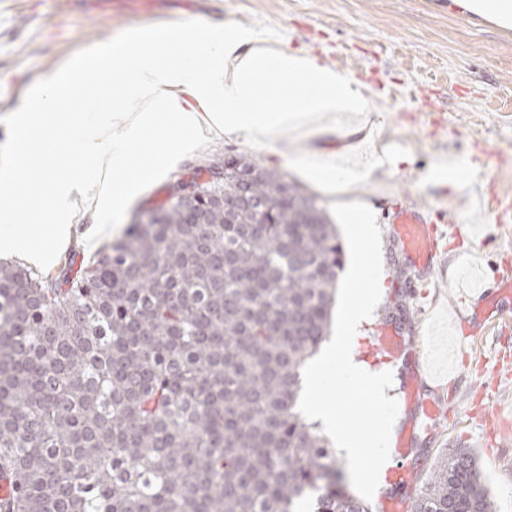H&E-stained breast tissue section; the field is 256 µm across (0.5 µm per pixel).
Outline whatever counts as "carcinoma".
Listing matches in <instances>:
<instances>
[{
    "mask_svg": "<svg viewBox=\"0 0 512 512\" xmlns=\"http://www.w3.org/2000/svg\"><path fill=\"white\" fill-rule=\"evenodd\" d=\"M91 267L0 262L9 512H369L297 410L330 325L337 226L244 156L190 167ZM413 512H495L479 461H438Z\"/></svg>",
    "mask_w": 512,
    "mask_h": 512,
    "instance_id": "carcinoma-1",
    "label": "carcinoma"
}]
</instances>
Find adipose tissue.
Wrapping results in <instances>:
<instances>
[{
	"mask_svg": "<svg viewBox=\"0 0 512 512\" xmlns=\"http://www.w3.org/2000/svg\"><path fill=\"white\" fill-rule=\"evenodd\" d=\"M188 40L195 42L202 61L224 60L223 66L212 69L208 80L199 84H188L180 61L179 49ZM132 55L140 57L139 65L128 66ZM91 60L98 64L97 75L112 80V111L79 142L77 177L63 179L52 167L42 165L40 139L52 133L59 111L81 98L82 89L74 76ZM183 86L198 101L199 110L181 107L174 91ZM28 96L35 107L12 116L9 158L0 164V236L11 242L14 251L29 252L15 220L25 211L48 214L47 246L40 252L45 259L75 234H82L91 247L111 236L112 216L204 134L275 144L286 130L332 127L343 117L368 125L375 110L373 90L353 75L303 51L260 41L246 29L224 37L217 32L202 35L188 27L101 43L89 56L72 58L45 75ZM131 97L139 103L133 112L126 106ZM118 128L125 130L131 150L117 153L110 149L111 134ZM398 161V156L380 151L372 154L369 164L351 171L340 164L315 168L303 154L291 158L297 173L321 187L332 204L341 208L347 223L363 226L371 224L374 206L358 194V181L372 169ZM79 191L85 192L99 216L98 223L82 229L71 222L73 195Z\"/></svg>",
	"mask_w": 512,
	"mask_h": 512,
	"instance_id": "adipose-tissue-1",
	"label": "adipose tissue"
}]
</instances>
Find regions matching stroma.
I'll use <instances>...</instances> for the list:
<instances>
[{
	"label": "stroma",
	"mask_w": 512,
	"mask_h": 512,
	"mask_svg": "<svg viewBox=\"0 0 512 512\" xmlns=\"http://www.w3.org/2000/svg\"><path fill=\"white\" fill-rule=\"evenodd\" d=\"M248 27L284 38L289 48L334 53L376 92L374 130L355 155L352 137L325 130L286 133L273 147L232 137L208 140L176 167L242 154L296 179L290 150H311L312 164L350 163L388 146L406 163L375 171L360 190L377 208L381 228L380 301L362 326L357 358L374 373L406 374L386 364L371 345L386 324L387 306H404L401 330L410 350L430 361L447 349L455 366L442 394L445 417L412 450L420 467L407 501H415L433 464L456 448L479 457L496 512H512V323L469 333L451 328L460 285L492 280L501 259H512V223L499 224L473 205V182L485 173L493 193L512 194V23L481 17L460 0H9L0 9V157L8 149L6 121L44 74L103 42L134 29ZM414 197L468 235L422 287L393 246L385 211Z\"/></svg>",
	"instance_id": "35a3bbf8"
}]
</instances>
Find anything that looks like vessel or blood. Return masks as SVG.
Wrapping results in <instances>:
<instances>
[{
    "instance_id": "b4317fda",
    "label": "vessel or blood",
    "mask_w": 512,
    "mask_h": 512,
    "mask_svg": "<svg viewBox=\"0 0 512 512\" xmlns=\"http://www.w3.org/2000/svg\"><path fill=\"white\" fill-rule=\"evenodd\" d=\"M387 221L399 253L418 276L428 277L436 268L439 256V237L431 212L405 197L391 205ZM495 280V288L477 286L473 289L475 303L484 307L483 319L489 323L502 319L505 311L503 300L512 296V265L506 263L498 267ZM373 350L386 362L402 361L410 355L403 334L391 325L380 327ZM420 383L421 375L416 370L404 379L402 400L412 422L397 434L389 450L394 464L385 473L388 491L381 500V512H407L402 493L415 481V475L406 463L415 439L414 432L418 429L431 430L442 418L439 402L424 397L419 389Z\"/></svg>"
}]
</instances>
